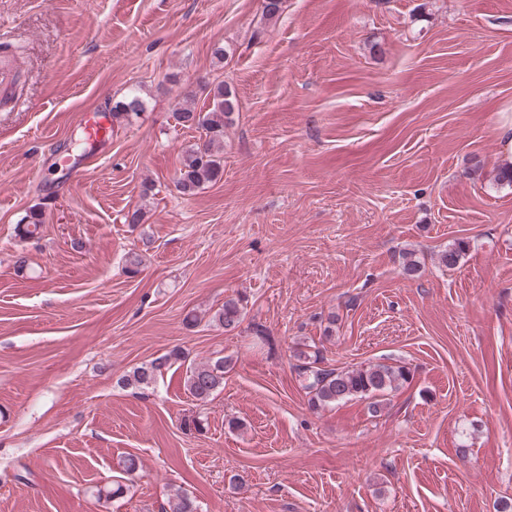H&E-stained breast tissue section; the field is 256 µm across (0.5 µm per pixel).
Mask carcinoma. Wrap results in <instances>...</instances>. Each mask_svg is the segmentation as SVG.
<instances>
[{"instance_id":"carcinoma-1","label":"carcinoma","mask_w":512,"mask_h":512,"mask_svg":"<svg viewBox=\"0 0 512 512\" xmlns=\"http://www.w3.org/2000/svg\"><path fill=\"white\" fill-rule=\"evenodd\" d=\"M208 104L197 108L194 100L186 98L177 103L174 116L180 125L188 129H200L205 140L185 151L175 186L184 196H192L208 183L217 181L223 173L224 127L230 116L238 110L235 90L227 83L215 86L207 94ZM143 103L136 95L117 102L112 107V120L117 121L131 113H137ZM44 223L43 212L31 209L19 224L23 238H34ZM467 249V242L457 240L442 252L439 261L445 267L457 265ZM244 317V298L227 296L224 305L216 310L212 321L233 332L240 327ZM295 370L303 381L308 404L313 409H323L359 396L370 400L372 414L381 411L385 392L396 389L410 376L405 364H376L368 368L337 370L323 365L319 352L297 347L293 351ZM181 359V353L173 349L148 364L137 367L124 379L127 385L151 384L161 370ZM232 358L221 356L186 369L184 385L191 396L200 403L208 402L224 388V373L231 368ZM165 512H196L193 502L181 491L169 495Z\"/></svg>"}]
</instances>
